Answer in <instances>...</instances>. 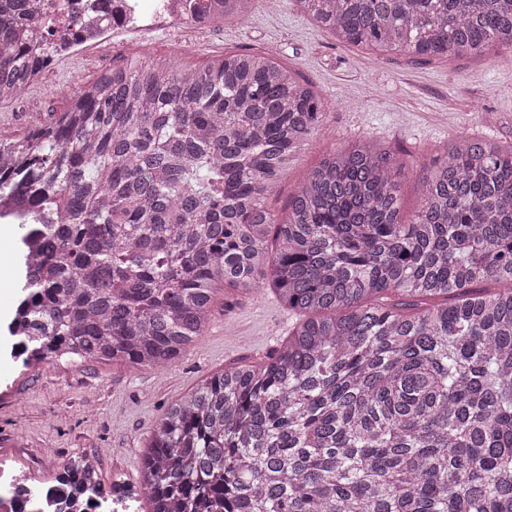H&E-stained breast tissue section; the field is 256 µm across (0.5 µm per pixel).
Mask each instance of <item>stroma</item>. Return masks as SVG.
Segmentation results:
<instances>
[{
  "label": "stroma",
  "mask_w": 512,
  "mask_h": 512,
  "mask_svg": "<svg viewBox=\"0 0 512 512\" xmlns=\"http://www.w3.org/2000/svg\"><path fill=\"white\" fill-rule=\"evenodd\" d=\"M227 50L271 54L312 82L325 105L323 128L269 198L277 211L323 152L359 139L378 140L406 162L400 188L406 219L418 209L417 187L448 139L484 135L512 142V67L496 55L452 64H427L401 52L375 58L339 42L295 0H256L246 18L219 26L146 29L81 48L0 103V139L46 123L102 69L146 57L201 66ZM487 112L495 124L484 123ZM16 240L0 234V460L39 486L54 485L67 462L88 455L97 457L103 485L137 488L145 441L168 407L230 362L266 360L294 321L273 294L228 290L214 301L204 335L166 367L112 360L26 367L14 359L7 329L18 299Z\"/></svg>",
  "instance_id": "35a3bbf8"
}]
</instances>
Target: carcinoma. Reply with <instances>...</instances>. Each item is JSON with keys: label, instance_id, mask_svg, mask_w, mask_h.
Listing matches in <instances>:
<instances>
[{"label": "carcinoma", "instance_id": "obj_1", "mask_svg": "<svg viewBox=\"0 0 512 512\" xmlns=\"http://www.w3.org/2000/svg\"><path fill=\"white\" fill-rule=\"evenodd\" d=\"M0 14V102L81 39L72 0ZM207 0L216 24L251 0ZM376 54L512 64V0H297ZM311 85L264 53L199 69H105L27 135L0 139V199L24 201L27 361L158 368L218 292L270 290L298 317L260 366L173 403L142 457L150 512H512V147L458 138L401 215L406 164L373 139L268 196L323 124ZM68 495L104 498L65 467Z\"/></svg>", "mask_w": 512, "mask_h": 512}]
</instances>
